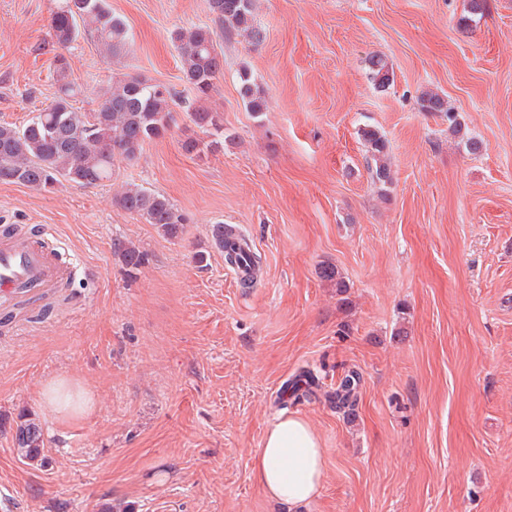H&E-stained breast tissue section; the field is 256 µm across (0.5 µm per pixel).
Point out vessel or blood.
Here are the masks:
<instances>
[{"label":"vessel or blood","mask_w":512,"mask_h":512,"mask_svg":"<svg viewBox=\"0 0 512 512\" xmlns=\"http://www.w3.org/2000/svg\"><path fill=\"white\" fill-rule=\"evenodd\" d=\"M74 273L57 249L33 236L0 230V311L19 299L36 301L53 292Z\"/></svg>","instance_id":"obj_1"}]
</instances>
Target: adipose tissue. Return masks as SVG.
<instances>
[{"instance_id":"adipose-tissue-1","label":"adipose tissue","mask_w":512,"mask_h":512,"mask_svg":"<svg viewBox=\"0 0 512 512\" xmlns=\"http://www.w3.org/2000/svg\"><path fill=\"white\" fill-rule=\"evenodd\" d=\"M41 394L61 422L82 416L91 405L81 385L64 376L45 383ZM323 470L319 435L293 414L280 415L251 456L254 481L274 507L286 512H304L319 493Z\"/></svg>"}]
</instances>
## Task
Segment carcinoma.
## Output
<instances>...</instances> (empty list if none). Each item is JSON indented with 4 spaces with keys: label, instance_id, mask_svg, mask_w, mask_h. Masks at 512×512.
I'll return each instance as SVG.
<instances>
[{
    "label": "carcinoma",
    "instance_id": "cac0c4a2",
    "mask_svg": "<svg viewBox=\"0 0 512 512\" xmlns=\"http://www.w3.org/2000/svg\"><path fill=\"white\" fill-rule=\"evenodd\" d=\"M209 6L212 25L182 28L173 34L183 81L194 93L195 103H186L169 86L125 74L98 90L96 111L77 112L71 101L78 88L69 79V61L64 54L57 53L54 62L58 89L53 104L22 126L0 124V181L48 192L64 181L83 185L110 181L116 166L135 161L147 143L169 132L172 112L177 107L186 108L189 120L211 137L208 142L191 137L183 140L181 148L185 153L199 154L224 146L223 118L203 106L214 89V81L224 71V56L217 50V38L237 34L258 44L263 33L254 24L255 0H209ZM50 28L53 44L59 48L90 37L108 59L118 60L128 50L126 25L112 14L107 0H59ZM369 70L377 87L384 89L390 85V68L383 57L371 56ZM238 82L239 95L255 117L268 111V101L247 67L239 70ZM421 106L427 112L445 113L451 126L458 127L447 102L438 94H424ZM361 136L374 162L373 182L383 186L390 183L384 136L374 128L363 130ZM115 203L146 223L158 226L169 238L179 237L186 223L185 216L168 197L140 185H125L115 196ZM212 237L215 247L224 253L225 267L232 269L245 259L255 268L260 266L261 258L253 252L243 256L234 249L224 250V225H213ZM118 249L127 267L134 269L141 264L143 254L136 247L120 243ZM361 387L360 372L348 369L335 388L324 392L320 378L305 369L287 381L283 393H291L293 401L298 402L316 399L322 391L337 411L349 415L359 403ZM14 443L23 458L47 466L43 434L34 420L26 419L17 425Z\"/></svg>",
    "mask_w": 512,
    "mask_h": 512
}]
</instances>
